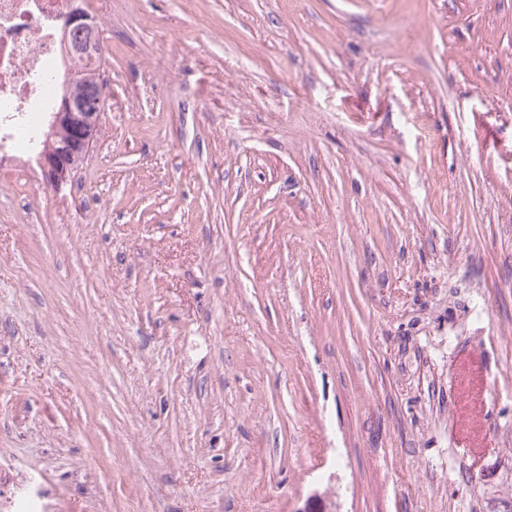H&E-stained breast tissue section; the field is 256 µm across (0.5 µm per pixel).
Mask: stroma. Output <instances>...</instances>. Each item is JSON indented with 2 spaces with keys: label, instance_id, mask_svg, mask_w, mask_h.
Listing matches in <instances>:
<instances>
[{
  "label": "stroma",
  "instance_id": "35a3bbf8",
  "mask_svg": "<svg viewBox=\"0 0 512 512\" xmlns=\"http://www.w3.org/2000/svg\"><path fill=\"white\" fill-rule=\"evenodd\" d=\"M61 190L0 153V512H512V0H96Z\"/></svg>",
  "mask_w": 512,
  "mask_h": 512
}]
</instances>
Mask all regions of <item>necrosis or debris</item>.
<instances>
[{
    "label": "necrosis or debris",
    "mask_w": 512,
    "mask_h": 512,
    "mask_svg": "<svg viewBox=\"0 0 512 512\" xmlns=\"http://www.w3.org/2000/svg\"><path fill=\"white\" fill-rule=\"evenodd\" d=\"M65 10L66 0H0V145L27 147L42 136L38 114L54 92L36 75L65 48L56 23Z\"/></svg>",
    "instance_id": "obj_1"
}]
</instances>
